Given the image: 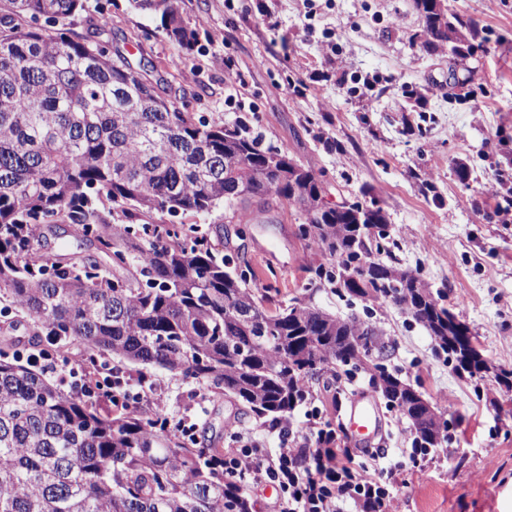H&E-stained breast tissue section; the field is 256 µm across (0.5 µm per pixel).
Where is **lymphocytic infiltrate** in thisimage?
Listing matches in <instances>:
<instances>
[{
    "label": "lymphocytic infiltrate",
    "instance_id": "obj_1",
    "mask_svg": "<svg viewBox=\"0 0 512 512\" xmlns=\"http://www.w3.org/2000/svg\"><path fill=\"white\" fill-rule=\"evenodd\" d=\"M115 367L98 368L93 378L80 377L77 368L67 372L74 387L90 398L111 394L116 405H128L156 396L161 386L144 378L117 379ZM234 448L224 453L225 475L251 484L276 485L281 491L279 512H394L390 486L395 472L387 476L358 474L349 449H282L270 458L251 435L232 434Z\"/></svg>",
    "mask_w": 512,
    "mask_h": 512
}]
</instances>
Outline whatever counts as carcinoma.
I'll return each mask as SVG.
<instances>
[{"mask_svg": "<svg viewBox=\"0 0 512 512\" xmlns=\"http://www.w3.org/2000/svg\"><path fill=\"white\" fill-rule=\"evenodd\" d=\"M191 51L196 30L179 0H132ZM428 43L461 52L467 23L418 0ZM86 0H0V316L28 318L29 338L0 347V512H252L243 486L224 475L211 440H185L141 407L102 406L51 382L19 352L43 343L82 346V370L117 360L136 375L158 366L204 382L258 417L278 421L305 403L336 365L370 372L413 425L426 451L445 439L435 413L404 383L369 364L375 332L300 301L271 312L234 257L211 248L194 224L165 217L243 213L273 204L304 214L298 235L326 262L310 284L402 310L433 336L436 352L473 377L479 353L441 292L376 258L387 216L358 200L322 204L313 170L262 140L186 111L182 86L147 81L140 65L109 53L101 18L76 38L66 27ZM70 233L78 251L51 258L48 236ZM353 266L368 275L342 278Z\"/></svg>", "mask_w": 512, "mask_h": 512, "instance_id": "1", "label": "carcinoma"}]
</instances>
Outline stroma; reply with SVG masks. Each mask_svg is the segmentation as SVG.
<instances>
[{"instance_id":"stroma-1","label":"stroma","mask_w":512,"mask_h":512,"mask_svg":"<svg viewBox=\"0 0 512 512\" xmlns=\"http://www.w3.org/2000/svg\"><path fill=\"white\" fill-rule=\"evenodd\" d=\"M447 6L476 25L473 53L427 46L416 0H180L198 33L188 55L130 0H88L71 31L107 17L109 51L142 62L148 81L181 84L189 111L246 123L264 144L309 166L329 202L357 198L384 209L389 236L379 258L443 291L492 373L456 374L427 329L398 307L309 284L308 269L322 257L297 234L298 208L262 213L257 224L225 217L214 245L238 253L255 273L250 288L274 289V305L297 299L374 328L373 361L448 421L440 447L410 459V422L377 394L382 439L365 448L342 437L366 473L402 474L392 489L399 512H512V385L504 380L512 373V221L496 212L512 193V0ZM149 375L163 385L168 413L191 416L225 448L235 426L272 457L292 442L313 447L308 408L338 425L356 393L371 389L368 373L337 367L335 390L314 384L310 407L291 413L287 440L269 419L236 416L228 399L195 407L207 384L160 367Z\"/></svg>"}]
</instances>
